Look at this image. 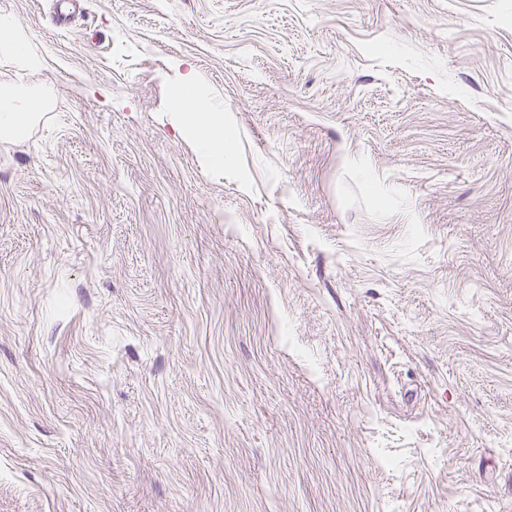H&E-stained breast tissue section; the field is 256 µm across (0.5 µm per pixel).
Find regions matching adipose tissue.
<instances>
[{"label":"adipose tissue","mask_w":512,"mask_h":512,"mask_svg":"<svg viewBox=\"0 0 512 512\" xmlns=\"http://www.w3.org/2000/svg\"><path fill=\"white\" fill-rule=\"evenodd\" d=\"M0 59L22 69L40 68L42 59L31 44L29 31L7 16L0 17ZM180 83L178 105L173 114L176 127L194 142L203 161L212 169L224 167L229 137L224 132V110L220 103L202 91L192 66L177 63ZM48 94L23 92L0 103V137H24L40 118Z\"/></svg>","instance_id":"obj_1"}]
</instances>
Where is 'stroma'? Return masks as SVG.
<instances>
[{
	"instance_id": "35a3bbf8",
	"label": "stroma",
	"mask_w": 512,
	"mask_h": 512,
	"mask_svg": "<svg viewBox=\"0 0 512 512\" xmlns=\"http://www.w3.org/2000/svg\"><path fill=\"white\" fill-rule=\"evenodd\" d=\"M50 12L0 0L51 93L0 137V512H512V0ZM180 83L174 125L195 143L203 161L212 169H224L229 152V134H224V110L220 103L202 91L191 65L176 64Z\"/></svg>"
}]
</instances>
